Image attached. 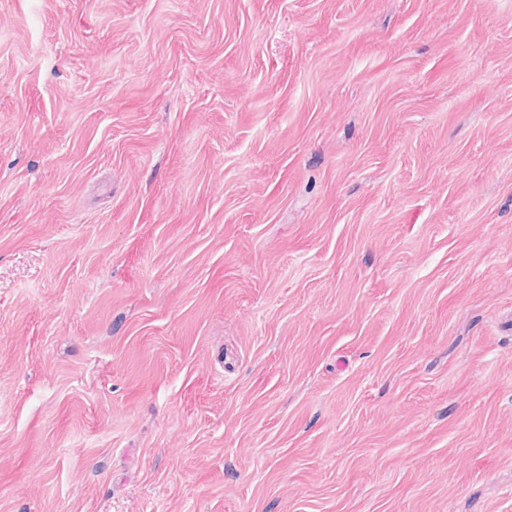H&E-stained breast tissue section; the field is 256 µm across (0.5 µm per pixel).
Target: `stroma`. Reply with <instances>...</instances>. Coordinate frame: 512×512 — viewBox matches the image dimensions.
Wrapping results in <instances>:
<instances>
[{
    "mask_svg": "<svg viewBox=\"0 0 512 512\" xmlns=\"http://www.w3.org/2000/svg\"><path fill=\"white\" fill-rule=\"evenodd\" d=\"M0 512H512V0H0Z\"/></svg>",
    "mask_w": 512,
    "mask_h": 512,
    "instance_id": "1",
    "label": "stroma"
}]
</instances>
